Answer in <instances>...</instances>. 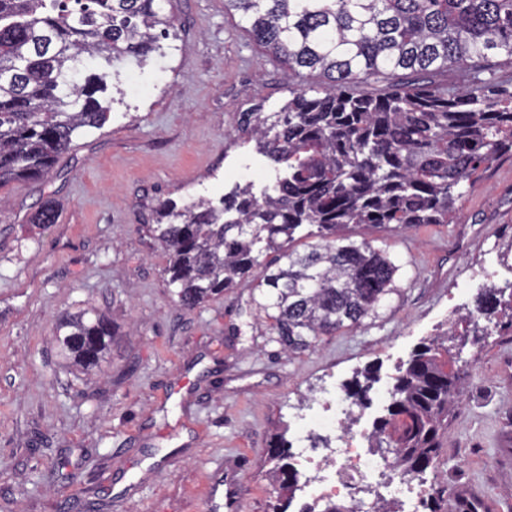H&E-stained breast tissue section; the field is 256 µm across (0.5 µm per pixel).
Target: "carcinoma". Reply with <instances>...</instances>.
Masks as SVG:
<instances>
[{"mask_svg":"<svg viewBox=\"0 0 512 512\" xmlns=\"http://www.w3.org/2000/svg\"><path fill=\"white\" fill-rule=\"evenodd\" d=\"M171 0H0V189L41 180L56 154L86 129L100 130L114 98L107 77L144 65L174 28ZM255 41L296 74L319 73L326 89L290 91L269 112H241L238 140L274 165L255 192L236 185L218 201L173 200L149 225L163 248V274L177 302L195 308L255 274L256 308L272 340L301 354L321 336L365 326L396 291L398 267L370 241L345 237L350 224L393 232L449 224L462 183L512 154V90L493 86L512 66V0H225ZM470 70L469 86H406L401 70ZM388 83L374 96L355 83ZM45 203L35 224H53ZM311 242H294L304 225ZM489 290L467 320L501 306ZM116 336L102 313L83 310L55 326L59 356L89 371ZM463 376L438 346L421 345L400 368L387 414L375 419L378 445L395 448L401 470L437 469L451 405ZM372 377L346 390L365 406ZM284 435L268 448L287 512L298 481Z\"/></svg>","mask_w":512,"mask_h":512,"instance_id":"cac0c4a2","label":"carcinoma"}]
</instances>
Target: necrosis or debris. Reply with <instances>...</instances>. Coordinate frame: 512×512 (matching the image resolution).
Here are the masks:
<instances>
[{"label":"necrosis or debris","instance_id":"1","mask_svg":"<svg viewBox=\"0 0 512 512\" xmlns=\"http://www.w3.org/2000/svg\"><path fill=\"white\" fill-rule=\"evenodd\" d=\"M309 417L320 431L336 436L339 445L305 456L315 475L309 482L311 494L347 502L349 512H381L386 494L414 504L425 495L422 481L395 467L387 456L368 447L370 430L362 423L359 406L344 392L314 397Z\"/></svg>","mask_w":512,"mask_h":512}]
</instances>
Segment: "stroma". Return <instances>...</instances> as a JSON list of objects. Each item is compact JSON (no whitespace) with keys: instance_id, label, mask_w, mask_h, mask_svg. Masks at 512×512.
<instances>
[{"instance_id":"1","label":"stroma","mask_w":512,"mask_h":512,"mask_svg":"<svg viewBox=\"0 0 512 512\" xmlns=\"http://www.w3.org/2000/svg\"><path fill=\"white\" fill-rule=\"evenodd\" d=\"M164 57L140 68L149 85H123L102 129L55 158L47 181L0 189V512H211L215 480L238 473L240 512H272L271 438L316 390L373 367L365 424L383 391L424 343L456 355L465 380L448 419L440 464L427 481L446 512L464 494L483 512H512V311L471 332L465 314L512 276L493 265L512 244V155L461 189L451 223L401 233L351 225L398 266L397 292L365 327L288 357L256 316L252 280L193 309L174 305L166 257L147 226L162 200L214 198L250 166L273 177L252 145L226 138L238 113L272 109L290 90L324 88L267 55L225 0H171ZM53 202L57 221L30 216ZM103 310L118 336L101 368L73 372L56 355L66 314Z\"/></svg>"}]
</instances>
